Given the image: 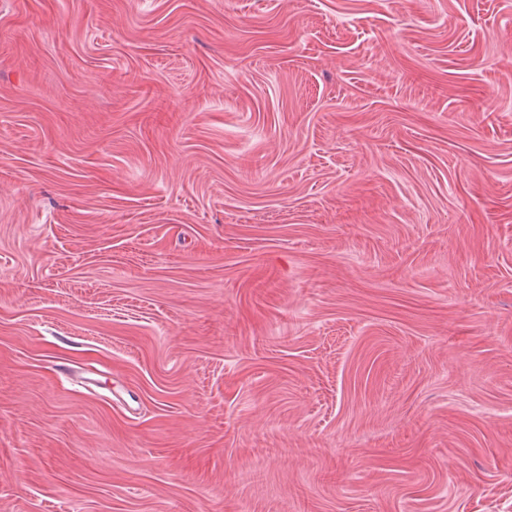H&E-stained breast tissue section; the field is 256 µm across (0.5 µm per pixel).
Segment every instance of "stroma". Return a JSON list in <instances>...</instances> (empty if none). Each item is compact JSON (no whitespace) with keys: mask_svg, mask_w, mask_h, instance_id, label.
<instances>
[{"mask_svg":"<svg viewBox=\"0 0 512 512\" xmlns=\"http://www.w3.org/2000/svg\"><path fill=\"white\" fill-rule=\"evenodd\" d=\"M0 512H512V0H0Z\"/></svg>","mask_w":512,"mask_h":512,"instance_id":"obj_1","label":"stroma"}]
</instances>
